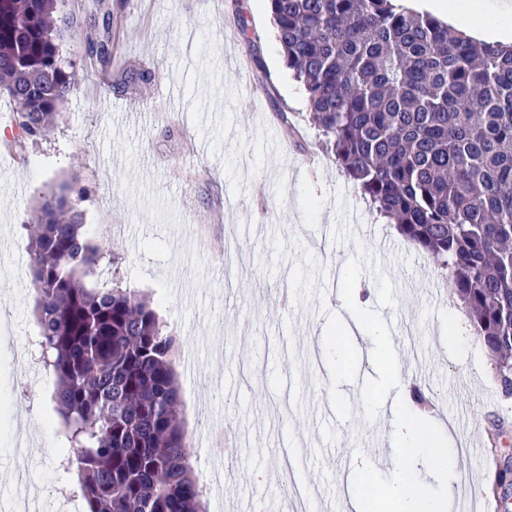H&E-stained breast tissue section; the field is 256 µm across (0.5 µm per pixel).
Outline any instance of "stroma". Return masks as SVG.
Here are the masks:
<instances>
[{"label":"stroma","mask_w":512,"mask_h":512,"mask_svg":"<svg viewBox=\"0 0 512 512\" xmlns=\"http://www.w3.org/2000/svg\"><path fill=\"white\" fill-rule=\"evenodd\" d=\"M76 25L59 42L79 89L58 127L38 145L6 140L0 112V296L12 318L0 325V499L17 484L13 449L23 420H38L45 453L29 472L51 512H74L63 494L72 453L52 395L56 380L23 350L38 329L26 223L39 196L71 173L85 189L78 208L92 238L110 243L124 286L150 297L195 369L177 360L180 417L197 423L209 404L210 441L193 450L196 473L234 459L206 512H287L290 502L266 480L287 457L314 512H347L364 488L396 480L376 466L370 486L358 468L383 410L419 385L432 427L453 448L483 442L512 461V397H505L470 318L445 273L371 210L323 153L313 130L294 138L281 112H308L307 95L282 59L264 0H63ZM246 17L255 37L238 29ZM129 69L154 72L151 84L123 81ZM390 251L379 256L380 241ZM354 274L365 312L400 364V386L369 385L350 395L348 372L329 361V333ZM463 344L449 342V333ZM339 418L330 450L314 425L319 405ZM495 465L471 461L452 476L420 463L415 481L445 491L447 512L475 485L491 490Z\"/></svg>","instance_id":"1"}]
</instances>
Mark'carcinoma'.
Returning <instances> with one entry per match:
<instances>
[{
  "label": "carcinoma",
  "instance_id": "1",
  "mask_svg": "<svg viewBox=\"0 0 512 512\" xmlns=\"http://www.w3.org/2000/svg\"><path fill=\"white\" fill-rule=\"evenodd\" d=\"M318 147L380 215L448 272L505 396H512V47L476 42L393 0H265ZM59 0H0V97L36 144L77 87ZM84 188L38 198L28 221L41 361L89 512H202L177 418L174 358L152 301L99 279Z\"/></svg>",
  "mask_w": 512,
  "mask_h": 512
}]
</instances>
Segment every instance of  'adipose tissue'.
<instances>
[{"instance_id": "ef3b65f1", "label": "adipose tissue", "mask_w": 512, "mask_h": 512, "mask_svg": "<svg viewBox=\"0 0 512 512\" xmlns=\"http://www.w3.org/2000/svg\"><path fill=\"white\" fill-rule=\"evenodd\" d=\"M397 4L425 9L463 30L473 39L512 45V0H396ZM356 328L363 336L369 351L382 366L384 384L400 378L398 363L385 356L387 340L370 325L357 301L347 303ZM391 444L399 449L395 461L400 469L397 481L387 485L382 495L374 497L375 512H441L438 500L426 497L412 487L409 475L415 462L429 457L443 468H451L449 448L433 438L431 428L413 414L395 419L390 435Z\"/></svg>"}]
</instances>
